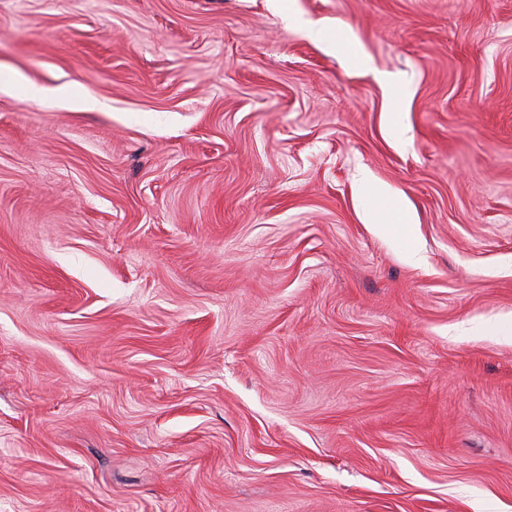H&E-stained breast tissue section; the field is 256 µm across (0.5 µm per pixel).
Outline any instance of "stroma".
I'll list each match as a JSON object with an SVG mask.
<instances>
[{
    "label": "stroma",
    "instance_id": "35a3bbf8",
    "mask_svg": "<svg viewBox=\"0 0 512 512\" xmlns=\"http://www.w3.org/2000/svg\"><path fill=\"white\" fill-rule=\"evenodd\" d=\"M0 512H512V0H0Z\"/></svg>",
    "mask_w": 512,
    "mask_h": 512
}]
</instances>
